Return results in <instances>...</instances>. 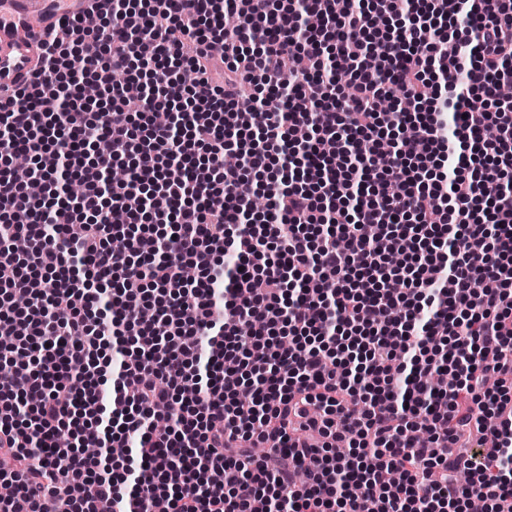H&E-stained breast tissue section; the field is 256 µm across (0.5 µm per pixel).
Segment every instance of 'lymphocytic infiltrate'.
I'll return each instance as SVG.
<instances>
[{
  "mask_svg": "<svg viewBox=\"0 0 512 512\" xmlns=\"http://www.w3.org/2000/svg\"><path fill=\"white\" fill-rule=\"evenodd\" d=\"M107 2L0 99V512H512V0Z\"/></svg>",
  "mask_w": 512,
  "mask_h": 512,
  "instance_id": "1",
  "label": "lymphocytic infiltrate"
}]
</instances>
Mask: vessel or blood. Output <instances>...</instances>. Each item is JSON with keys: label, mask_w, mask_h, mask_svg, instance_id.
<instances>
[{"label": "vessel or blood", "mask_w": 512, "mask_h": 512, "mask_svg": "<svg viewBox=\"0 0 512 512\" xmlns=\"http://www.w3.org/2000/svg\"><path fill=\"white\" fill-rule=\"evenodd\" d=\"M58 0H7L6 17L0 20V89L31 85L39 67L37 37L48 29L66 36V11Z\"/></svg>", "instance_id": "vessel-or-blood-1"}]
</instances>
